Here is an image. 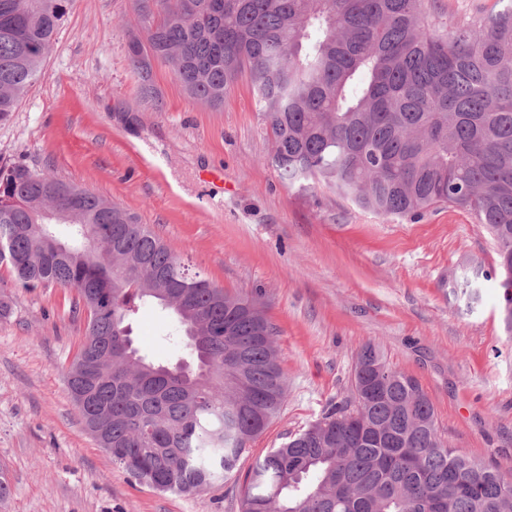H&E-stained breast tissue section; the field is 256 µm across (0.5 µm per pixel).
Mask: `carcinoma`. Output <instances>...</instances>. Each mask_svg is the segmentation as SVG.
<instances>
[{
  "label": "carcinoma",
  "mask_w": 512,
  "mask_h": 512,
  "mask_svg": "<svg viewBox=\"0 0 512 512\" xmlns=\"http://www.w3.org/2000/svg\"><path fill=\"white\" fill-rule=\"evenodd\" d=\"M146 36L129 60L156 103L153 65L170 66L213 108L244 72L290 186H326L384 216L448 205L497 245L512 308V0L445 33L430 0H137ZM70 0H0V125L42 76ZM67 237L70 254L52 241ZM0 264L24 288L76 290L88 309L65 378L112 464L152 489L203 492L233 477L280 413L288 384L261 296L224 292L135 215L17 164L0 168ZM173 315L193 366L134 346L144 304ZM370 397L288 436L253 464L242 512H512V485L438 435L415 378L366 344Z\"/></svg>",
  "instance_id": "1"
}]
</instances>
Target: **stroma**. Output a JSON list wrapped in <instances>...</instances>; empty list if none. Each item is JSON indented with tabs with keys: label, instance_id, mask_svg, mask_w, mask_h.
Returning <instances> with one entry per match:
<instances>
[{
	"label": "stroma",
	"instance_id": "35a3bbf8",
	"mask_svg": "<svg viewBox=\"0 0 512 512\" xmlns=\"http://www.w3.org/2000/svg\"><path fill=\"white\" fill-rule=\"evenodd\" d=\"M144 24L135 0H71L43 77L0 125V166L24 164L135 214L231 294H262L288 383L277 419L234 479L160 492L115 467L81 422L64 375L86 336L76 291L19 287L0 265V465L14 486L0 512H241L256 458L350 394L374 343L413 376L449 447L512 477V332L497 247L470 211L375 214L319 186L281 181L249 77L213 109L155 64L162 108L127 59ZM170 315L142 306V354L188 361Z\"/></svg>",
	"mask_w": 512,
	"mask_h": 512
}]
</instances>
